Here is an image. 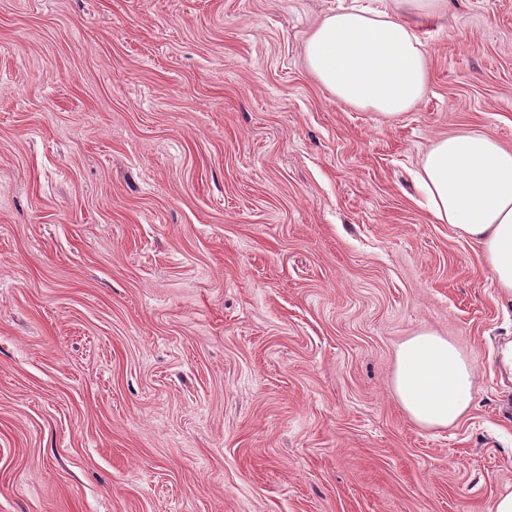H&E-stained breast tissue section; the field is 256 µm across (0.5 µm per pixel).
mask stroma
<instances>
[{"instance_id":"obj_1","label":"stroma","mask_w":512,"mask_h":512,"mask_svg":"<svg viewBox=\"0 0 512 512\" xmlns=\"http://www.w3.org/2000/svg\"><path fill=\"white\" fill-rule=\"evenodd\" d=\"M395 0H0V512H492L512 342L480 247L414 173L512 147V0H449L396 119L336 102L304 42ZM432 330L473 402L394 391ZM474 368L448 339L420 332L398 348L394 388L406 414L426 428L454 424L473 401Z\"/></svg>"}]
</instances>
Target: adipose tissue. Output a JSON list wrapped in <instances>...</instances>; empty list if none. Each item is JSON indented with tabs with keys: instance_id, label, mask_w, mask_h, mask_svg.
Segmentation results:
<instances>
[{
	"instance_id": "obj_1",
	"label": "adipose tissue",
	"mask_w": 512,
	"mask_h": 512,
	"mask_svg": "<svg viewBox=\"0 0 512 512\" xmlns=\"http://www.w3.org/2000/svg\"><path fill=\"white\" fill-rule=\"evenodd\" d=\"M392 15L359 9L325 16L305 45L313 77L338 102L394 119L422 98L428 58L412 19L441 16L448 0H397ZM417 180L433 216L480 245L501 296L512 301V149L489 135L462 132L437 140ZM474 368L448 339L418 333L398 348L394 388L426 428L454 424L473 401Z\"/></svg>"
}]
</instances>
